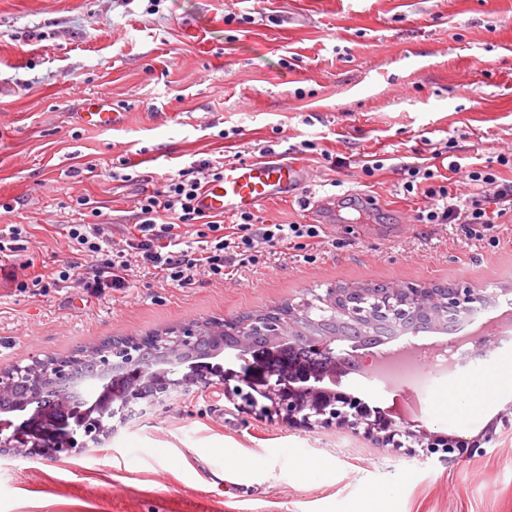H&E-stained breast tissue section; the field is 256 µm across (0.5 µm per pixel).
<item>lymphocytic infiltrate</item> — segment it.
<instances>
[{"label":"lymphocytic infiltrate","mask_w":512,"mask_h":512,"mask_svg":"<svg viewBox=\"0 0 512 512\" xmlns=\"http://www.w3.org/2000/svg\"><path fill=\"white\" fill-rule=\"evenodd\" d=\"M512 170V155L497 158L496 167L463 168L449 162L447 174L422 163L402 167L406 192H419L429 206L418 211L423 224H462L475 241L490 237L498 219L512 213V180L502 178L499 168ZM224 175L221 160L192 161L138 201V221L123 242L112 239L107 223L98 219V206L89 197L76 200L90 211L91 221L66 227L73 259L48 274L20 281V288L55 287L71 282L86 288L121 291L128 288L132 273L158 276L163 282L182 288L201 287L223 279L231 264L248 267L259 264L263 247L286 246L296 250L312 248L326 236L320 224H264L252 212L236 214L231 222L206 219L197 200L211 182ZM461 186H453V176ZM195 221L194 244H186L181 226Z\"/></svg>","instance_id":"lymphocytic-infiltrate-1"}]
</instances>
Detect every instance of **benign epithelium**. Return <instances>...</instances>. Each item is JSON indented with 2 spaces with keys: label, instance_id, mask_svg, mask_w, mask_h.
<instances>
[{
  "label": "benign epithelium",
  "instance_id": "7a95c632",
  "mask_svg": "<svg viewBox=\"0 0 512 512\" xmlns=\"http://www.w3.org/2000/svg\"><path fill=\"white\" fill-rule=\"evenodd\" d=\"M359 294L353 288H330L302 298L286 315L273 307L258 318L188 324L147 339L131 338L124 345L82 351L77 359L91 364L94 374L80 388V408L71 406L72 361L18 363L0 371V452L69 456L110 434L107 417L124 421L145 402L153 405L175 390L217 379L248 413L292 428L346 426L383 447L403 448L411 455L419 446L425 455L443 453L450 462L484 454L485 445L495 440L493 427L470 439L446 435L397 409L372 410L334 388L336 373L358 369L375 376L382 361L416 346L360 353L358 349L371 345L367 337L341 336L326 323L354 320L377 334L379 345L417 335L427 325L452 334L496 294L484 295L465 283L438 295L429 288L396 285L370 307ZM511 323L509 309L471 332L476 349L489 350L497 340L496 328ZM338 342L349 349L336 350Z\"/></svg>",
  "mask_w": 512,
  "mask_h": 512
}]
</instances>
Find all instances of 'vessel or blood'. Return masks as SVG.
<instances>
[{"mask_svg": "<svg viewBox=\"0 0 512 512\" xmlns=\"http://www.w3.org/2000/svg\"><path fill=\"white\" fill-rule=\"evenodd\" d=\"M118 119L105 105L91 102L82 116L84 124L107 128ZM301 179L299 168L271 157L228 162L222 180L207 185L199 198L200 209L210 215L230 216L256 209L263 202L288 194Z\"/></svg>", "mask_w": 512, "mask_h": 512, "instance_id": "obj_1", "label": "vessel or blood"}]
</instances>
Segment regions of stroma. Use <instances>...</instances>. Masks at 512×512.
Here are the masks:
<instances>
[{
  "mask_svg": "<svg viewBox=\"0 0 512 512\" xmlns=\"http://www.w3.org/2000/svg\"><path fill=\"white\" fill-rule=\"evenodd\" d=\"M90 98L122 125H80ZM305 140L346 168L297 152ZM445 141L467 167L512 150V0H0V225H27L43 260H69L78 196L120 239L150 182L234 151L249 161L269 145L304 172L258 207L266 223H311L301 201L336 199L314 249L202 288L145 276L100 294L22 292L20 269L0 263V370L343 283L512 286L511 215L474 242L462 225L418 223L426 201L403 192L401 165ZM372 154L385 167L370 177ZM122 159L131 178L112 180ZM422 371L430 430L468 439L512 403V389L492 388L480 407L453 408L448 379ZM496 426L486 454L448 464L348 428L260 420L202 385L71 456L0 455V512H198L205 498L220 512H512V424Z\"/></svg>",
  "mask_w": 512,
  "mask_h": 512,
  "instance_id": "1",
  "label": "stroma"
}]
</instances>
